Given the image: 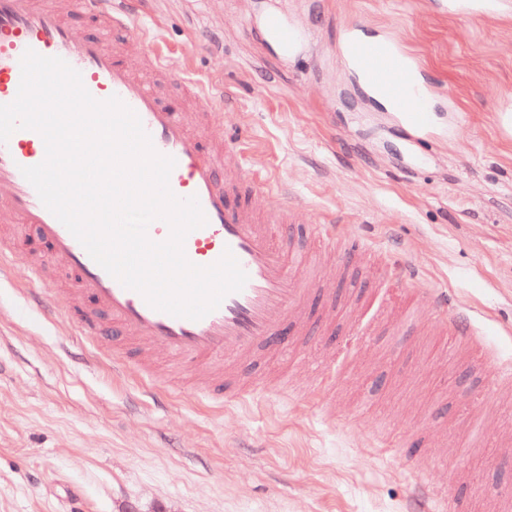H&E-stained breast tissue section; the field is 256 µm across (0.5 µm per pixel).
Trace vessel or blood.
Returning <instances> with one entry per match:
<instances>
[{
    "mask_svg": "<svg viewBox=\"0 0 512 512\" xmlns=\"http://www.w3.org/2000/svg\"><path fill=\"white\" fill-rule=\"evenodd\" d=\"M435 4L443 12L480 17L499 13L505 0ZM74 16L101 28V35L76 36L70 26ZM261 26L286 52L301 39L300 30L277 11L267 12ZM120 41L137 44L155 78L182 86L200 111H208L210 87L170 66L169 50L137 23L130 0H0V104L16 98L20 60L29 49L65 60L80 72L95 99L118 96L140 118L154 149L174 158L171 191L180 198L197 197L207 218L206 225L186 236V257L209 266L231 252L248 276L244 288L225 296L217 309L199 320L156 310L140 293L125 288L90 257L23 176V168L39 164L46 155L41 135L33 130H17L0 143V223L23 225L26 241L46 247L73 276L81 308L65 323L77 335L93 341L112 331L137 343L138 363L144 369L148 354L163 349L187 373L196 374L199 394L219 404L265 395L263 381L239 370L240 358L260 346L268 357L279 358L289 341L308 335L314 294L330 302L336 291L314 290L313 280L303 276L304 269L314 268V255L289 235L274 238V228L287 224L294 204L279 187L249 169L247 141L215 149L207 127H194L182 105L158 98L117 49ZM342 51L368 97L397 113L415 143L426 142L432 93L419 77L418 60L393 36H371L357 24L348 27ZM29 280L33 304H54L57 290L39 259L31 261ZM419 311L425 322L471 350L476 363L491 361L472 319L449 313L446 292L428 293ZM410 472L418 481V512H452L446 489L429 484L426 464L414 462Z\"/></svg>",
    "mask_w": 512,
    "mask_h": 512,
    "instance_id": "b4317fda",
    "label": "vessel or blood"
}]
</instances>
